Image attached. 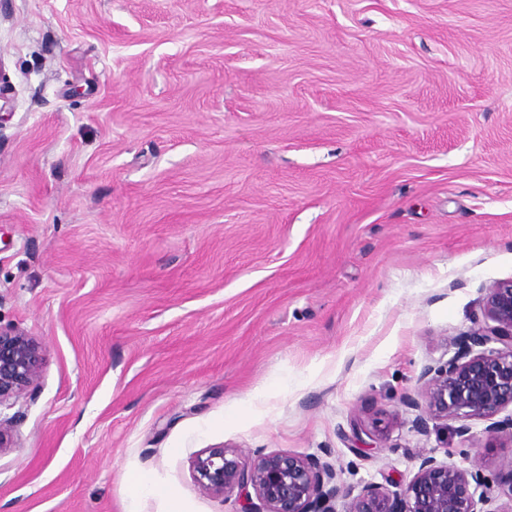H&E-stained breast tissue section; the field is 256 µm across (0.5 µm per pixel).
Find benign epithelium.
<instances>
[{
	"label": "benign epithelium",
	"mask_w": 512,
	"mask_h": 512,
	"mask_svg": "<svg viewBox=\"0 0 512 512\" xmlns=\"http://www.w3.org/2000/svg\"><path fill=\"white\" fill-rule=\"evenodd\" d=\"M474 328L448 361L429 365L417 378L418 411L412 427L429 422H459L460 444L471 441L468 421L491 419L512 407V280L486 288L474 314ZM479 351H474V348ZM43 347L11 324H0V407L11 406L39 384ZM384 439L380 425H353L351 449L359 456ZM14 447L13 418L0 417V453ZM409 481L368 483L353 495L337 483L327 460L287 452L249 458L231 448H208L192 461L199 488L216 498L235 496L239 512H475V492L489 495L497 477L479 466L462 468L432 455L418 456Z\"/></svg>",
	"instance_id": "1"
}]
</instances>
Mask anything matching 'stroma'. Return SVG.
<instances>
[{
    "label": "stroma",
    "mask_w": 512,
    "mask_h": 512,
    "mask_svg": "<svg viewBox=\"0 0 512 512\" xmlns=\"http://www.w3.org/2000/svg\"><path fill=\"white\" fill-rule=\"evenodd\" d=\"M512 280V0H0V322L44 347L0 512H235L193 457L328 455L414 430L487 287ZM389 425L355 455L353 422Z\"/></svg>",
    "instance_id": "1"
}]
</instances>
